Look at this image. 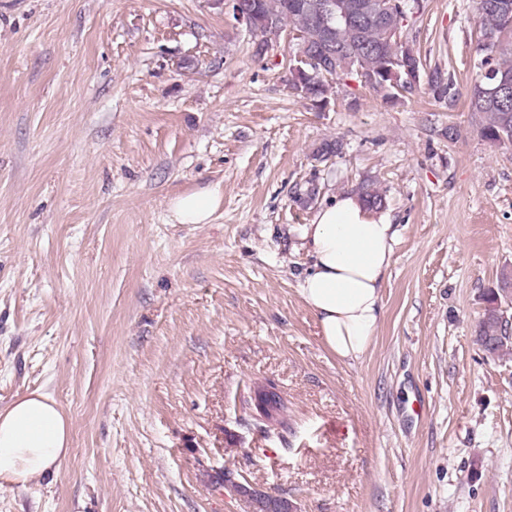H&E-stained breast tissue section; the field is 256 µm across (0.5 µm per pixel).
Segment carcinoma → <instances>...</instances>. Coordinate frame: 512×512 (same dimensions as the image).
<instances>
[{
	"label": "carcinoma",
	"mask_w": 512,
	"mask_h": 512,
	"mask_svg": "<svg viewBox=\"0 0 512 512\" xmlns=\"http://www.w3.org/2000/svg\"><path fill=\"white\" fill-rule=\"evenodd\" d=\"M261 20L284 33L298 32L314 51V57L330 67L328 76L306 81L295 91L312 106L323 109L333 95V80L363 75L365 86L378 91L377 85L385 74L397 67L407 55L416 57L421 72L419 85L403 86V91L391 89L382 95L389 102L400 101L416 93H426L438 102L452 103L457 88L451 75L439 66H430L420 52L411 48L414 40L398 43L390 36L394 29H407L405 17L413 14L406 0L394 4L390 0H330L336 19L332 28L323 26L314 5L325 0H254ZM480 23L476 33V49L480 60L477 76L470 93L474 112L484 115L480 135L496 146L512 145V93L503 100L497 97V85L512 83V0H475ZM362 73H357V70ZM343 141L324 140L314 151L313 159L325 162L342 154ZM356 194L371 210L386 207L385 191L373 180L356 187ZM512 289V281L501 278L498 288L485 297L486 306L479 320L475 338L480 348L490 356L512 348V328L500 310L501 298ZM242 488L260 504L259 512H278L280 504L272 495L243 483Z\"/></svg>",
	"instance_id": "1"
}]
</instances>
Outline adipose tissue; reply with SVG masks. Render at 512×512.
<instances>
[{"label": "adipose tissue", "mask_w": 512, "mask_h": 512, "mask_svg": "<svg viewBox=\"0 0 512 512\" xmlns=\"http://www.w3.org/2000/svg\"><path fill=\"white\" fill-rule=\"evenodd\" d=\"M219 204L218 192H198L173 199L171 211L179 223L206 224ZM397 233L388 216L354 194L320 207L299 230L311 266L298 293L326 348L342 361L360 360L371 345ZM69 435V420L47 392H28L0 408V485L24 489L55 473Z\"/></svg>", "instance_id": "1"}]
</instances>
